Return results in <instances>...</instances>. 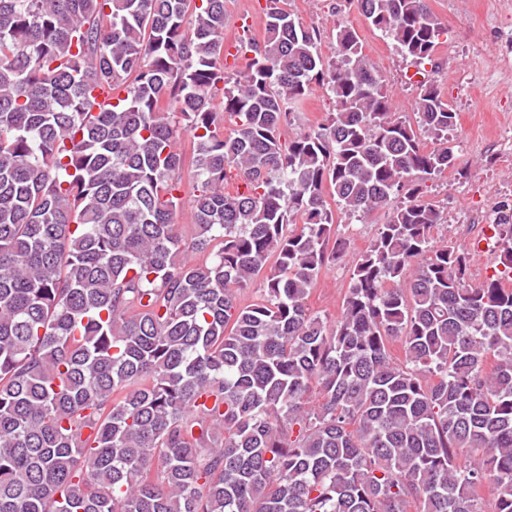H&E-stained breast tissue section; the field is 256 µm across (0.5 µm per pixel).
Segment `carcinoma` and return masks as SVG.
I'll return each instance as SVG.
<instances>
[{"label": "carcinoma", "instance_id": "cac0c4a2", "mask_svg": "<svg viewBox=\"0 0 512 512\" xmlns=\"http://www.w3.org/2000/svg\"><path fill=\"white\" fill-rule=\"evenodd\" d=\"M357 4L437 67L429 0ZM226 19L0 0V512H488L487 483L512 512V289L469 283L423 200L457 113L422 83L401 118L354 30L326 63L280 0L231 77ZM316 86L333 111L285 136ZM400 196L340 315L313 312L341 216ZM494 230L512 274V205ZM178 149L183 151L186 160L180 173L183 191L181 193V204L177 212L176 220L180 224H190L192 223V200L194 186L196 184L193 180L189 139L186 136L180 137L178 141Z\"/></svg>", "mask_w": 512, "mask_h": 512}]
</instances>
